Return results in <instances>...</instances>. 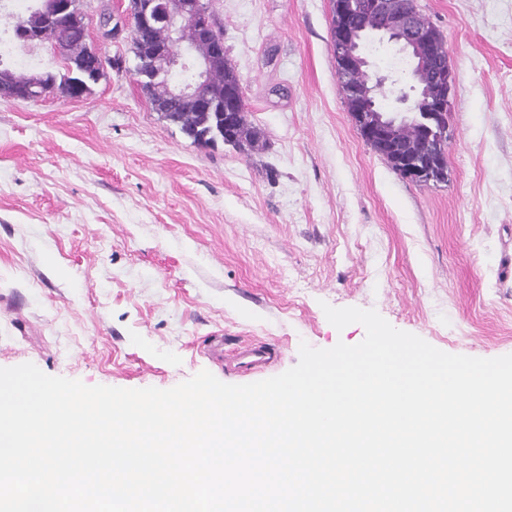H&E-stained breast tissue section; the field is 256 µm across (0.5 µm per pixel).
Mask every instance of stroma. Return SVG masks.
I'll return each mask as SVG.
<instances>
[{"instance_id":"stroma-1","label":"stroma","mask_w":512,"mask_h":512,"mask_svg":"<svg viewBox=\"0 0 512 512\" xmlns=\"http://www.w3.org/2000/svg\"><path fill=\"white\" fill-rule=\"evenodd\" d=\"M128 0H82L105 68L87 96L0 100V367L169 389L200 371L277 376L301 343L365 336L324 305L376 310L437 349L512 354V0H417L455 75L448 180L396 173L359 137L331 55L332 0H210L265 135L200 148L154 112ZM246 344L254 372L208 354ZM269 353L261 346L246 345L240 347L231 358L235 367L244 371L261 369L268 361Z\"/></svg>"}]
</instances>
